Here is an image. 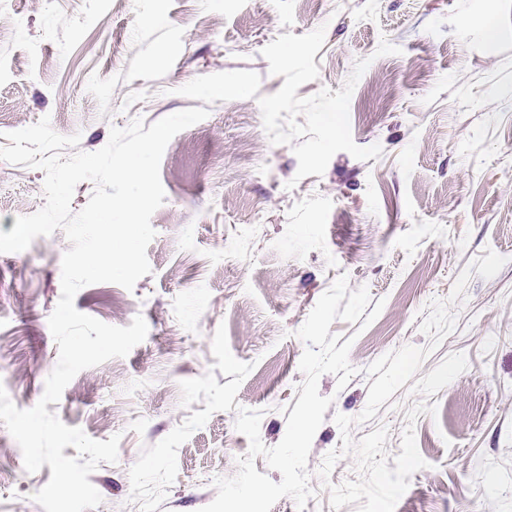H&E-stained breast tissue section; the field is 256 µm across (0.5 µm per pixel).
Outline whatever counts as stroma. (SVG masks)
<instances>
[{
  "label": "stroma",
  "instance_id": "1",
  "mask_svg": "<svg viewBox=\"0 0 512 512\" xmlns=\"http://www.w3.org/2000/svg\"><path fill=\"white\" fill-rule=\"evenodd\" d=\"M197 107L208 117L161 160L151 274L74 300L114 326L143 316L146 339L47 406L120 437L89 477L95 512H200L249 450L236 407L262 410L277 445L304 379L297 332L341 276L385 305L364 331L332 323L357 373L319 380L332 403L308 457L316 496L271 512H333L318 470L342 446L334 416H358L365 368L406 345L428 351L420 375L457 352L468 367L418 416L427 466L395 512H512V0H0V133L46 117L94 152L111 127ZM44 179L0 160V231L42 208ZM69 247L58 230L0 253V385L21 409L58 362L48 319ZM489 249L505 265L472 276L430 348L427 305ZM417 401L398 389L353 438L385 426L400 454ZM50 477L26 472L0 424V512H44L33 496Z\"/></svg>",
  "mask_w": 512,
  "mask_h": 512
}]
</instances>
